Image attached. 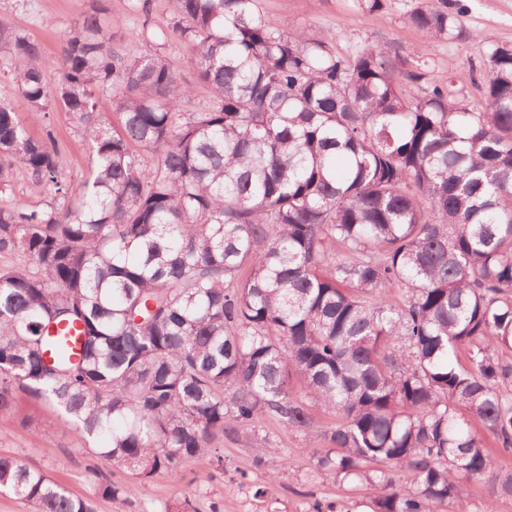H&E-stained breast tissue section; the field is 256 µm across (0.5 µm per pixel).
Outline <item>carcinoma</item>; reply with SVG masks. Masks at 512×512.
Masks as SVG:
<instances>
[{
    "instance_id": "obj_1",
    "label": "carcinoma",
    "mask_w": 512,
    "mask_h": 512,
    "mask_svg": "<svg viewBox=\"0 0 512 512\" xmlns=\"http://www.w3.org/2000/svg\"><path fill=\"white\" fill-rule=\"evenodd\" d=\"M130 8L114 44L91 0L52 86L39 44L0 21V72L25 108L0 98V186L23 169L54 190L0 207V253L32 264L0 269V412L20 391L54 405L130 476L96 497L125 500L200 455L224 470L211 442L234 421L311 427L298 376L341 419L322 472L368 482L374 512H440L494 473L478 430L512 450V47L487 53L474 110L449 79H399L377 45L339 56L256 0H178L170 31L148 0ZM408 22L457 35L445 10ZM173 36L212 94L195 112L161 53ZM53 107L89 155L75 189L51 131L29 130ZM74 324L76 360L50 334ZM0 492L29 512H94L16 457L0 455Z\"/></svg>"
}]
</instances>
